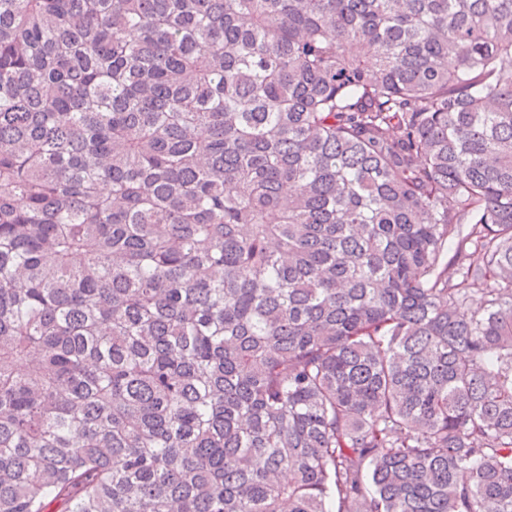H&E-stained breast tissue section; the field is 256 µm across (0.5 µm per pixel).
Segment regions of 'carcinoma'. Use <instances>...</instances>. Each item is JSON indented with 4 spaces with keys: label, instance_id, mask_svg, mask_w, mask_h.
<instances>
[{
    "label": "carcinoma",
    "instance_id": "1",
    "mask_svg": "<svg viewBox=\"0 0 512 512\" xmlns=\"http://www.w3.org/2000/svg\"><path fill=\"white\" fill-rule=\"evenodd\" d=\"M0 512H512V0H0Z\"/></svg>",
    "mask_w": 512,
    "mask_h": 512
}]
</instances>
